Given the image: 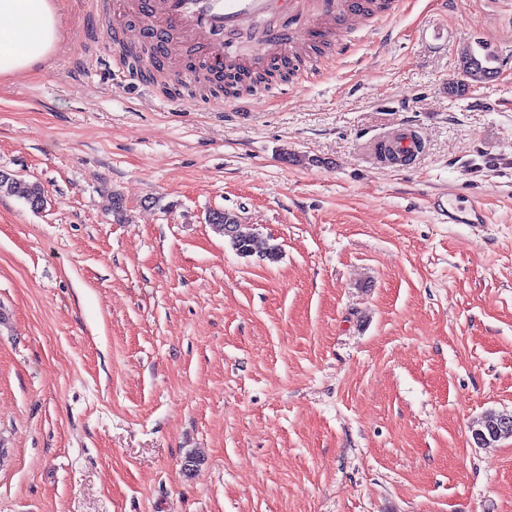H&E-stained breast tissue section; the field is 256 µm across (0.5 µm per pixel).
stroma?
<instances>
[{
  "label": "stroma",
  "mask_w": 512,
  "mask_h": 512,
  "mask_svg": "<svg viewBox=\"0 0 512 512\" xmlns=\"http://www.w3.org/2000/svg\"><path fill=\"white\" fill-rule=\"evenodd\" d=\"M59 2L0 77V171L47 194L0 195V512H512V438H471L512 413V0H404L242 108L133 80L101 0ZM478 44L495 78L449 94ZM384 143L391 144L400 153L405 151L412 157L418 152V146L421 144L418 134L409 127L396 131ZM448 223L451 224H483L486 222L484 210L478 202H470L468 208L447 210ZM219 210L213 209L209 211L206 214L207 220L210 222H214L218 219ZM213 224H225L224 231L223 227L220 225H213ZM213 224H210L213 231L219 235L224 236V238L227 239V242L232 250L235 251L236 254L247 257L251 256L252 251L254 249L255 245V235L254 232L250 228L247 227L246 224H239L237 220V215L235 212L228 210V215L224 218V213L220 217L218 222H214ZM232 224H235L236 228L234 230L233 234V227H231ZM232 235V236H226L224 235Z\"/></svg>",
  "instance_id": "35a3bbf8"
}]
</instances>
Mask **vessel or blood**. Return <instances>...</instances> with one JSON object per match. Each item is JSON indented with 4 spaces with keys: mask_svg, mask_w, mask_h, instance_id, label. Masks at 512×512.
I'll return each instance as SVG.
<instances>
[{
    "mask_svg": "<svg viewBox=\"0 0 512 512\" xmlns=\"http://www.w3.org/2000/svg\"><path fill=\"white\" fill-rule=\"evenodd\" d=\"M371 0H134L135 20L141 21L144 35L163 46H170L173 33L185 32L189 42L181 57L164 55L172 80L183 77L180 58L197 62L203 73L224 72L234 76L240 71L273 70L289 61L288 48L304 42L329 40L332 34L346 30L353 22L366 18ZM260 18L269 19L257 42L256 52L243 57L226 52V36L237 34ZM400 152L413 155L420 139L411 128L396 131L389 139ZM452 224H482L485 213L478 202L448 212Z\"/></svg>",
    "mask_w": 512,
    "mask_h": 512,
    "instance_id": "obj_1",
    "label": "vessel or blood"
}]
</instances>
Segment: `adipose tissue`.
<instances>
[{"mask_svg": "<svg viewBox=\"0 0 512 512\" xmlns=\"http://www.w3.org/2000/svg\"><path fill=\"white\" fill-rule=\"evenodd\" d=\"M0 18V76L29 70L60 43L56 0H0Z\"/></svg>", "mask_w": 512, "mask_h": 512, "instance_id": "obj_1", "label": "adipose tissue"}]
</instances>
